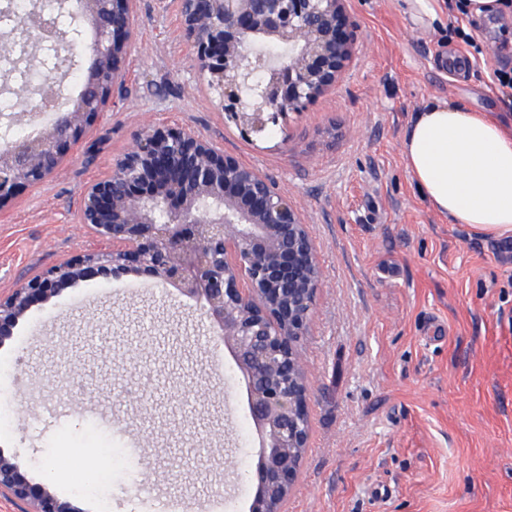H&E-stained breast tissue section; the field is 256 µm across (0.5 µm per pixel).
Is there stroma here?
<instances>
[{
    "label": "stroma",
    "mask_w": 512,
    "mask_h": 512,
    "mask_svg": "<svg viewBox=\"0 0 512 512\" xmlns=\"http://www.w3.org/2000/svg\"><path fill=\"white\" fill-rule=\"evenodd\" d=\"M353 57L299 114L245 137L196 65L180 0H133L122 86L44 182L0 209V293L95 249L79 221L86 187L157 125L189 127L274 181L306 224L322 286L300 347L309 439L283 512H512V252L420 197L401 152L415 112L444 99L512 112L489 79L512 69V11L474 22L473 65L447 29L416 27L396 0H346ZM67 401L71 419L40 422ZM0 450L80 512H153L158 494L207 512H249L259 447L246 382L202 309L148 278L71 285L0 347ZM92 408L141 441L87 421ZM64 465L47 474V460ZM100 481L81 493L75 472Z\"/></svg>",
    "instance_id": "stroma-1"
}]
</instances>
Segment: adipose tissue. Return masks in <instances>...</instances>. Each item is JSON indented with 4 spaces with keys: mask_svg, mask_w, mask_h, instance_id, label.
<instances>
[{
    "mask_svg": "<svg viewBox=\"0 0 512 512\" xmlns=\"http://www.w3.org/2000/svg\"><path fill=\"white\" fill-rule=\"evenodd\" d=\"M402 154L435 213L490 237L512 236V129L494 115L449 102L426 105Z\"/></svg>",
    "mask_w": 512,
    "mask_h": 512,
    "instance_id": "1",
    "label": "adipose tissue"
}]
</instances>
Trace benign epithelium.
<instances>
[{
	"mask_svg": "<svg viewBox=\"0 0 512 512\" xmlns=\"http://www.w3.org/2000/svg\"><path fill=\"white\" fill-rule=\"evenodd\" d=\"M94 35L85 89L62 103L39 134L0 145V208L60 166L121 85L134 37L131 0H58ZM185 33L198 67L219 87L224 112L244 136L299 113L348 66L354 23L344 0H182ZM19 21L29 40H51L72 61L74 38ZM170 216L158 223L153 209ZM97 249L43 270L0 295V344L26 314L78 282L107 274L153 279L197 300L213 340L232 353L248 385L259 438L250 512H280L307 448L309 389L299 348L321 287L307 226L287 195L254 169L190 128L157 126L136 134L112 172L89 185L79 210ZM0 495L17 512H80L33 481L0 450Z\"/></svg>",
	"mask_w": 512,
	"mask_h": 512,
	"instance_id": "7a95c632",
	"label": "benign epithelium"
}]
</instances>
